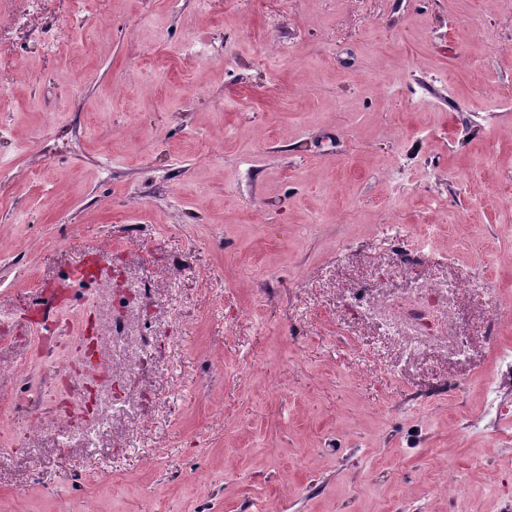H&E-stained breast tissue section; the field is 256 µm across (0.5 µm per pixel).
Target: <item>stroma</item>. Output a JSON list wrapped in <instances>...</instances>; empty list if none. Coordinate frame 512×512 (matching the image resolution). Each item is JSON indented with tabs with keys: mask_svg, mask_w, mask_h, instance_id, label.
<instances>
[{
	"mask_svg": "<svg viewBox=\"0 0 512 512\" xmlns=\"http://www.w3.org/2000/svg\"><path fill=\"white\" fill-rule=\"evenodd\" d=\"M89 253L71 402L126 412L93 465L96 418L32 434L0 512H512L502 0H0L4 423Z\"/></svg>",
	"mask_w": 512,
	"mask_h": 512,
	"instance_id": "35a3bbf8",
	"label": "stroma"
}]
</instances>
